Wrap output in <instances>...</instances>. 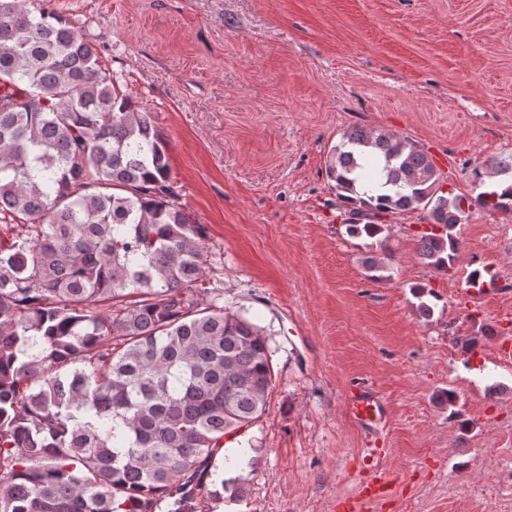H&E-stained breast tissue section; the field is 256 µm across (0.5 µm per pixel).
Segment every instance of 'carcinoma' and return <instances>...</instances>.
Returning <instances> with one entry per match:
<instances>
[{"label":"carcinoma","mask_w":512,"mask_h":512,"mask_svg":"<svg viewBox=\"0 0 512 512\" xmlns=\"http://www.w3.org/2000/svg\"><path fill=\"white\" fill-rule=\"evenodd\" d=\"M326 173L353 238L427 213L417 248L437 273L473 204L512 211V182L484 190L512 162L476 164L477 195L455 194L373 129L345 131ZM168 182L150 113L97 47L51 0H0V222L20 228L0 242V512H201L217 483L244 498L217 458L265 413L272 352L221 289L195 297L205 232Z\"/></svg>","instance_id":"1"}]
</instances>
